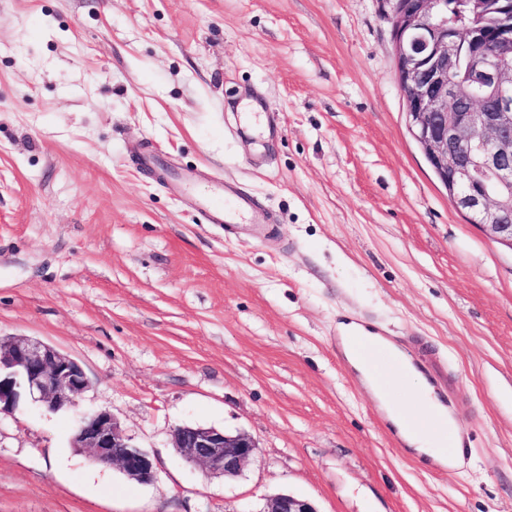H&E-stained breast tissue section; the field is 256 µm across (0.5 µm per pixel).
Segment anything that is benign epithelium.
Segmentation results:
<instances>
[{"label": "benign epithelium", "mask_w": 512, "mask_h": 512, "mask_svg": "<svg viewBox=\"0 0 512 512\" xmlns=\"http://www.w3.org/2000/svg\"><path fill=\"white\" fill-rule=\"evenodd\" d=\"M383 2L409 134L455 208L512 249V0H471L473 13L494 20L483 35L448 15V0ZM463 59L468 77L458 82L453 73ZM88 387L83 367L68 354L28 337H0V413L28 400L58 411L75 405ZM172 440L184 460L229 479L257 451L246 433L201 425L175 428ZM73 447L140 484L156 476L154 459L106 409L81 420ZM261 512L317 510L306 499L278 493Z\"/></svg>", "instance_id": "obj_1"}]
</instances>
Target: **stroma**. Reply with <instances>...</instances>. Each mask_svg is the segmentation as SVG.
I'll list each match as a JSON object with an SVG mask.
<instances>
[{
    "mask_svg": "<svg viewBox=\"0 0 512 512\" xmlns=\"http://www.w3.org/2000/svg\"><path fill=\"white\" fill-rule=\"evenodd\" d=\"M382 0H0V336L76 359L77 406L0 415V512H512V249L448 198L407 130ZM195 174L184 193L138 164ZM269 230L205 223L217 180ZM434 350L432 463L344 355ZM110 410L157 461L72 446ZM184 424L248 433L227 479ZM261 512H317V510L307 499L288 493H278L266 500Z\"/></svg>",
    "mask_w": 512,
    "mask_h": 512,
    "instance_id": "35a3bbf8",
    "label": "stroma"
}]
</instances>
